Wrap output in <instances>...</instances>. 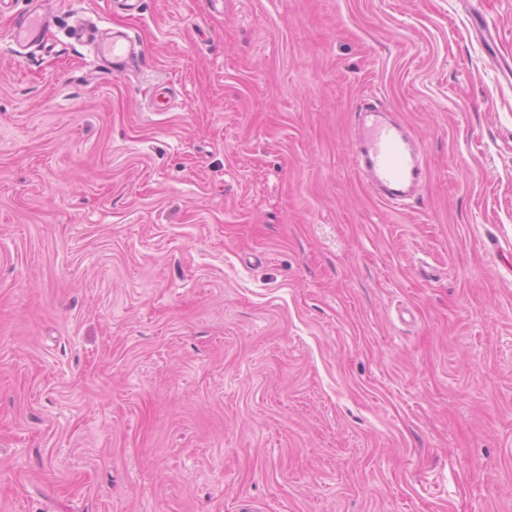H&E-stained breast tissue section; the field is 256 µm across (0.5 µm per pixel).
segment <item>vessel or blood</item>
Masks as SVG:
<instances>
[{"instance_id":"b4317fda","label":"vessel or blood","mask_w":512,"mask_h":512,"mask_svg":"<svg viewBox=\"0 0 512 512\" xmlns=\"http://www.w3.org/2000/svg\"><path fill=\"white\" fill-rule=\"evenodd\" d=\"M50 25V15L35 7L15 19L8 38L18 45L41 46ZM83 37L112 71L129 73L141 62L140 45L128 33L91 26ZM420 156L418 141L401 122L373 104L362 105L354 129L353 164L375 193L392 204L419 194L426 178Z\"/></svg>"}]
</instances>
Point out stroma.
I'll return each instance as SVG.
<instances>
[{"instance_id": "1", "label": "stroma", "mask_w": 512, "mask_h": 512, "mask_svg": "<svg viewBox=\"0 0 512 512\" xmlns=\"http://www.w3.org/2000/svg\"><path fill=\"white\" fill-rule=\"evenodd\" d=\"M50 2L0 14V512H512V0ZM43 1L34 0L35 6L27 13L14 20L13 27L8 33L9 40L16 45L46 46V31L51 25L52 17L41 13L40 4ZM83 37L97 58L108 62L113 72L127 74L141 62L138 40L129 33L91 26L84 30ZM420 156V144L401 122L371 103L360 107L353 164L375 193L391 204L419 194L426 178Z\"/></svg>"}]
</instances>
